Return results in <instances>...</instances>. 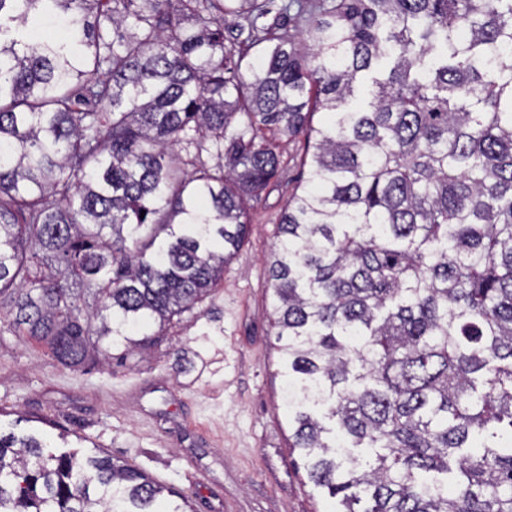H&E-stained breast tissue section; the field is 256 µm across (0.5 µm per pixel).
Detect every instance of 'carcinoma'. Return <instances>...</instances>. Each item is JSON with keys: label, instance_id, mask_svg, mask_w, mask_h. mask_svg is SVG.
<instances>
[{"label": "carcinoma", "instance_id": "obj_1", "mask_svg": "<svg viewBox=\"0 0 512 512\" xmlns=\"http://www.w3.org/2000/svg\"><path fill=\"white\" fill-rule=\"evenodd\" d=\"M272 2L0 0V323L70 368L150 343L301 138L270 277L308 479L336 512H512V0H287L258 25ZM162 493L0 433V512Z\"/></svg>", "mask_w": 512, "mask_h": 512}]
</instances>
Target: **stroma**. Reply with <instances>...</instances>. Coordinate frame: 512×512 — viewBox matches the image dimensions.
I'll return each instance as SVG.
<instances>
[{"label": "stroma", "instance_id": "1", "mask_svg": "<svg viewBox=\"0 0 512 512\" xmlns=\"http://www.w3.org/2000/svg\"><path fill=\"white\" fill-rule=\"evenodd\" d=\"M273 188L250 202V234L220 288L163 336L112 363L69 368L0 325V431L50 451L103 453L187 496L192 512H329L288 446L267 258L306 177L284 139Z\"/></svg>", "mask_w": 512, "mask_h": 512}]
</instances>
